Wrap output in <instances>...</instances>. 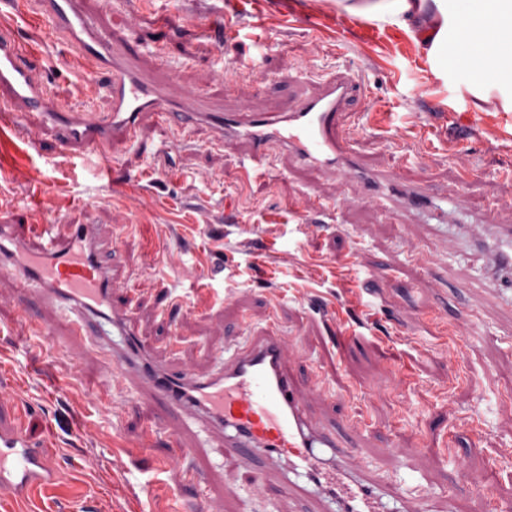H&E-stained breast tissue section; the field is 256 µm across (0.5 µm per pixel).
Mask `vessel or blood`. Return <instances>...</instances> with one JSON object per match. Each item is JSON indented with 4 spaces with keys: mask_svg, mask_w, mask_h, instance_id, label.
<instances>
[{
    "mask_svg": "<svg viewBox=\"0 0 512 512\" xmlns=\"http://www.w3.org/2000/svg\"><path fill=\"white\" fill-rule=\"evenodd\" d=\"M18 0H0V173L23 163L24 133L52 124L56 137L71 151L84 155L98 150L105 139L137 145L146 126L171 123L185 112L189 123L208 121L222 138L244 145L242 174L252 178L264 168L266 149L279 144L327 173L337 165L357 169L352 135L343 123L349 96L355 90L350 75L337 74L321 82L308 96L292 98L286 111L269 118L262 112H227L207 101L181 109L167 95L164 83L149 75L143 63L149 52L131 46L128 38L99 28L88 16L84 0H46L45 21L68 32L79 49V63L90 75L111 69L110 108L99 124L79 112H54L43 105L44 91L29 62L30 47L13 35L20 17ZM311 24L333 42L353 40L370 46L382 37L380 28L352 19L342 26L334 15L320 12ZM376 191L402 194L422 214L437 222L448 218L446 201H434L415 188L398 189L384 173L371 175ZM21 207H13L8 223L0 224V259L15 271L18 288H42L60 312L70 314L72 338L85 334L92 317L109 319L122 338L116 360L123 375H135L153 395L194 418L231 430L227 454L242 458L259 450L269 457H288L304 468L318 494L327 495L338 512H380L385 489L373 477L360 475L348 464L354 451L319 433L305 417L304 387L289 369L281 339L266 329L243 337L223 371L200 375L172 368L139 340L114 292L122 273L100 265L95 254L104 239L100 225L27 224ZM494 262L512 268V225L500 227ZM54 480L46 445L35 444L17 421L0 418V495L28 499Z\"/></svg>",
    "mask_w": 512,
    "mask_h": 512,
    "instance_id": "obj_1",
    "label": "vessel or blood"
}]
</instances>
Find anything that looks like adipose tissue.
I'll return each mask as SVG.
<instances>
[{"label":"adipose tissue","mask_w":512,"mask_h":512,"mask_svg":"<svg viewBox=\"0 0 512 512\" xmlns=\"http://www.w3.org/2000/svg\"><path fill=\"white\" fill-rule=\"evenodd\" d=\"M429 0H354L347 5L351 15L380 23H397L408 27L410 17L424 8ZM433 1L438 21L426 37L423 50L433 73L445 78L470 68L473 64L469 47L452 48L450 35L457 31H475L480 25L491 24L497 34V43L482 64L489 80L494 84L506 81L507 66L512 63V0H495L494 6L479 7L477 0Z\"/></svg>","instance_id":"1"}]
</instances>
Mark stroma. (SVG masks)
Returning a JSON list of instances; mask_svg holds the SVG:
<instances>
[{
	"mask_svg": "<svg viewBox=\"0 0 512 512\" xmlns=\"http://www.w3.org/2000/svg\"><path fill=\"white\" fill-rule=\"evenodd\" d=\"M228 2L89 0L87 11L153 45L172 93L220 101L231 85L242 112L281 111L349 72L360 166L453 197L450 223H425L403 198L383 201L345 170L326 178L277 145L268 176L242 180L239 143L205 125L188 142L175 123L146 128L143 151L108 144L75 161L51 130L32 129L25 177L0 184V200L40 196L34 224H102V261L138 285L116 287L127 315L174 368L210 371L225 345L275 330L309 417L358 447L353 469L399 484L390 512L423 500L429 512H466L487 486L494 512H512V291L491 279L487 226L493 216L512 224V96L437 78L396 24L388 40L339 48L306 21L277 24L268 8L238 17L228 36ZM42 13L41 0H23L17 26L41 52L48 108L104 119L108 76L80 83L66 36L37 23ZM349 257L356 278L346 286L337 271ZM350 291L374 324L355 325L345 344L316 302L336 305ZM34 323L50 335H32ZM113 342L101 320L72 340L40 290L15 288L0 267V406L51 445L54 512H329L320 495L289 487L287 459L229 463L221 434L121 380ZM176 438L196 453L176 455Z\"/></svg>",
	"mask_w": 512,
	"mask_h": 512,
	"instance_id": "stroma-1",
	"label": "stroma"
}]
</instances>
